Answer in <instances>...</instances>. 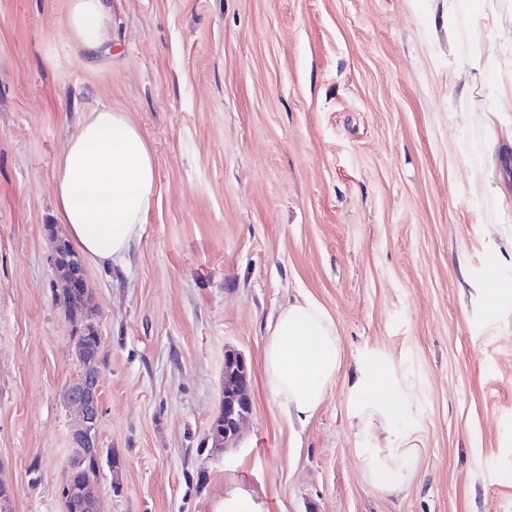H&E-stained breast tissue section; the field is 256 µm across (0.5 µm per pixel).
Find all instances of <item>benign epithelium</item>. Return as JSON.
Segmentation results:
<instances>
[{
  "mask_svg": "<svg viewBox=\"0 0 512 512\" xmlns=\"http://www.w3.org/2000/svg\"><path fill=\"white\" fill-rule=\"evenodd\" d=\"M65 264L68 272L64 287L69 291L87 287L82 260L77 255L61 258L53 252L52 268ZM77 356L85 363L82 381L71 388L67 403L74 407L80 416V424L73 433V444L77 448L98 449L96 428L100 416L99 372L91 360L87 359L86 348L77 349ZM252 375L245 358L236 352L224 356V418L211 427V438L218 449L237 445L242 426L252 414ZM65 512H99V501L88 497L82 486L74 482L67 487L63 497Z\"/></svg>",
  "mask_w": 512,
  "mask_h": 512,
  "instance_id": "1",
  "label": "benign epithelium"
}]
</instances>
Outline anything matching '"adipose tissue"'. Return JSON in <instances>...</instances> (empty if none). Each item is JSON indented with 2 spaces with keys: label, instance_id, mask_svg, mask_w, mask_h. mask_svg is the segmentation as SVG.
Instances as JSON below:
<instances>
[{
  "label": "adipose tissue",
  "instance_id": "1",
  "mask_svg": "<svg viewBox=\"0 0 512 512\" xmlns=\"http://www.w3.org/2000/svg\"><path fill=\"white\" fill-rule=\"evenodd\" d=\"M66 29L78 54L101 51L112 32V0H68ZM156 192L154 162L141 131L111 107L84 113L57 160V218L87 259L121 262L140 240ZM266 383L288 420L311 419L326 400L340 366L336 327L310 300L280 307L263 340ZM358 387L369 395V416L390 419L399 402L385 368L362 372ZM367 480L384 492L406 489L418 451L393 449L380 457L364 448Z\"/></svg>",
  "mask_w": 512,
  "mask_h": 512
}]
</instances>
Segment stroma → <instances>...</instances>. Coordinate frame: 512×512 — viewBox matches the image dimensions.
Returning a JSON list of instances; mask_svg holds the SVG:
<instances>
[{"mask_svg":"<svg viewBox=\"0 0 512 512\" xmlns=\"http://www.w3.org/2000/svg\"><path fill=\"white\" fill-rule=\"evenodd\" d=\"M67 0H0V476L14 512H65L81 331L57 299V159L81 113L126 112L157 192L122 265L84 262L101 337V512H512V166L486 117L512 56L459 0H112V50L82 58ZM457 28L449 44L447 23ZM468 93H461L462 85ZM506 293L489 304V272ZM332 318L341 366L305 424L263 372L269 317ZM254 408L237 447L209 430L224 353ZM401 393L392 433L359 426L364 363ZM413 443L405 492L363 448ZM213 512H255V503L247 494L228 491L218 499Z\"/></svg>","mask_w":512,"mask_h":512,"instance_id":"obj_1","label":"stroma"}]
</instances>
